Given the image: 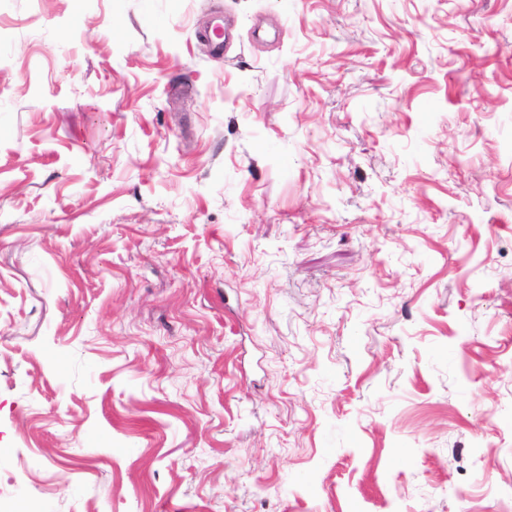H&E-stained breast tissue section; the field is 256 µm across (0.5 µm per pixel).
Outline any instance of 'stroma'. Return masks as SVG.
Here are the masks:
<instances>
[{
    "label": "stroma",
    "mask_w": 512,
    "mask_h": 512,
    "mask_svg": "<svg viewBox=\"0 0 512 512\" xmlns=\"http://www.w3.org/2000/svg\"><path fill=\"white\" fill-rule=\"evenodd\" d=\"M27 495L501 512L512 0H0V496Z\"/></svg>",
    "instance_id": "stroma-1"
}]
</instances>
